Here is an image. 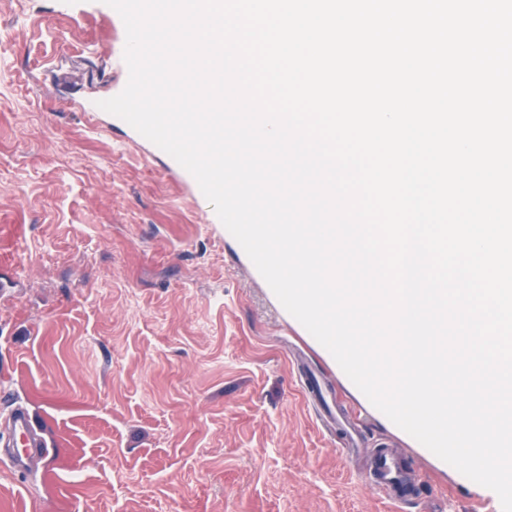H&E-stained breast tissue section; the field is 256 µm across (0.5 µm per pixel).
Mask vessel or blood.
<instances>
[{"label": "vessel or blood", "instance_id": "vessel-or-blood-1", "mask_svg": "<svg viewBox=\"0 0 512 512\" xmlns=\"http://www.w3.org/2000/svg\"><path fill=\"white\" fill-rule=\"evenodd\" d=\"M0 454L18 473L36 469L50 455L45 440L37 433L22 406H12L0 416ZM360 477L399 503L412 500L422 485L420 477L408 468L403 452L398 448L371 451L369 463Z\"/></svg>", "mask_w": 512, "mask_h": 512}]
</instances>
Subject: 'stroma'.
Instances as JSON below:
<instances>
[{"mask_svg":"<svg viewBox=\"0 0 512 512\" xmlns=\"http://www.w3.org/2000/svg\"><path fill=\"white\" fill-rule=\"evenodd\" d=\"M120 29L101 0H0V411L51 454L0 465V512H502L358 400L163 155L99 108ZM302 359L425 480L363 483L297 381Z\"/></svg>","mask_w":512,"mask_h":512,"instance_id":"obj_1","label":"stroma"}]
</instances>
